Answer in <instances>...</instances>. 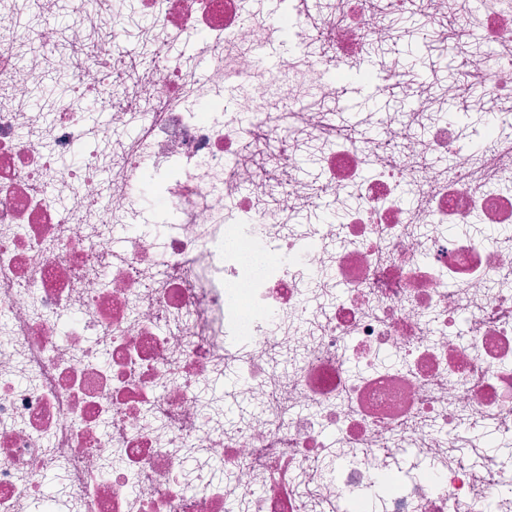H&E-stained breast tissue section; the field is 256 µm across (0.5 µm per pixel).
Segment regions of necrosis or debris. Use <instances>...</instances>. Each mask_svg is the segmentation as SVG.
<instances>
[{"mask_svg": "<svg viewBox=\"0 0 512 512\" xmlns=\"http://www.w3.org/2000/svg\"><path fill=\"white\" fill-rule=\"evenodd\" d=\"M324 2L0 0V512H512L460 433L512 437V135L487 154L434 117L512 112V0H386L473 16L497 51L433 90L395 55L362 70L394 37L369 0ZM192 36L202 84L167 49ZM354 75L413 103L385 140L321 109ZM320 198L338 222L292 223ZM229 373L233 419L206 392ZM407 451L431 468L400 482ZM189 456L223 477L188 486ZM58 466L66 509L39 482Z\"/></svg>", "mask_w": 512, "mask_h": 512, "instance_id": "necrosis-or-debris-1", "label": "necrosis or debris"}]
</instances>
